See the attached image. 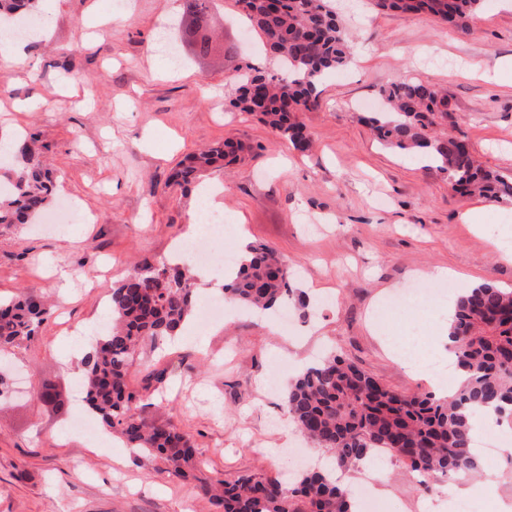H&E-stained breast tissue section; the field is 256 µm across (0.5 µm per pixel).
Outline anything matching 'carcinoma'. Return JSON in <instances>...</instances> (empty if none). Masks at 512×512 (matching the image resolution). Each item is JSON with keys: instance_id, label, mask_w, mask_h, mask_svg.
<instances>
[{"instance_id": "carcinoma-1", "label": "carcinoma", "mask_w": 512, "mask_h": 512, "mask_svg": "<svg viewBox=\"0 0 512 512\" xmlns=\"http://www.w3.org/2000/svg\"><path fill=\"white\" fill-rule=\"evenodd\" d=\"M213 0H182L193 29L202 32L195 52L209 53ZM260 35L267 53L286 66L281 76H244L236 104L257 113L275 134L304 150L309 137L299 113L317 106L325 75L345 67L349 47L328 0H237ZM483 0H375L383 10L429 14L466 31ZM31 0H0V21L28 12ZM385 109L365 117L382 145L427 158L463 196L512 202V179L484 168L466 141L434 130L448 122V97L439 89L403 79L383 89ZM36 139L14 150L15 167L0 182V230L32 224L52 203L54 185L35 147ZM246 146L233 141L189 154L174 174L190 185L211 168L235 162ZM290 274L275 251L249 245L238 270L224 284V298L259 311L292 295ZM194 279L189 269L167 263L137 269L111 289L112 320L81 361L86 409L108 432L162 464L159 471L186 479L202 472L206 460L192 436L174 424H150L139 413L129 376L139 348L178 335L192 316ZM41 290L26 288L0 301V350L22 346L51 317ZM448 351L461 374L446 396L406 395L338 356L303 371L286 395L288 415L314 444L331 452L339 468L354 467L386 448L427 485L437 473L473 476L481 461L473 450L474 420L482 412L512 425V289L483 283L458 296L448 322ZM215 512H356L348 491L321 472L300 475L287 488L261 475L234 480L199 479Z\"/></svg>"}]
</instances>
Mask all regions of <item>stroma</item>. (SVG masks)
Listing matches in <instances>:
<instances>
[{"label":"stroma","mask_w":512,"mask_h":512,"mask_svg":"<svg viewBox=\"0 0 512 512\" xmlns=\"http://www.w3.org/2000/svg\"><path fill=\"white\" fill-rule=\"evenodd\" d=\"M352 47L351 63L326 76L319 107L301 113L308 151L280 139L255 114L234 105L240 76L279 73L236 0H214L222 47L172 67L152 22L167 13L175 35L181 0H36L38 35L24 37L25 68L0 61V138L32 134L49 174L78 218L47 234L38 225L0 232V297L42 287L53 316L36 338L0 361L21 363L26 390L0 400V512H214L196 481L169 478L142 463L119 434L95 441L66 424L82 391L77 356L109 316V293L130 271L178 263L174 248L199 211L196 190L170 182L183 156L224 140L251 151L206 172L211 203L223 212V247L239 236L282 257L307 316L232 306L224 322L189 326L178 340L139 352L163 377L149 390V421L187 430L205 476L261 474L290 484L308 455L326 468L329 453L288 421L284 396L300 370L339 354L402 393L434 391L425 360L443 359L439 332L448 292L483 282L512 288V261L494 246L491 225H512V204L462 197L439 172L380 145L363 118L384 87L414 78L447 90L442 133L464 138L485 166L512 178V5L483 0L468 33L428 15L376 9L370 0H334ZM473 212V223L461 215ZM86 280H58L59 268ZM434 267L448 269L438 293L417 310L386 304ZM89 332L77 340L68 326ZM412 341L404 366L388 338ZM53 399H43L44 390ZM377 512H454L447 475L420 490L396 460L378 467ZM469 495L471 512H512V458L484 466Z\"/></svg>","instance_id":"1"}]
</instances>
